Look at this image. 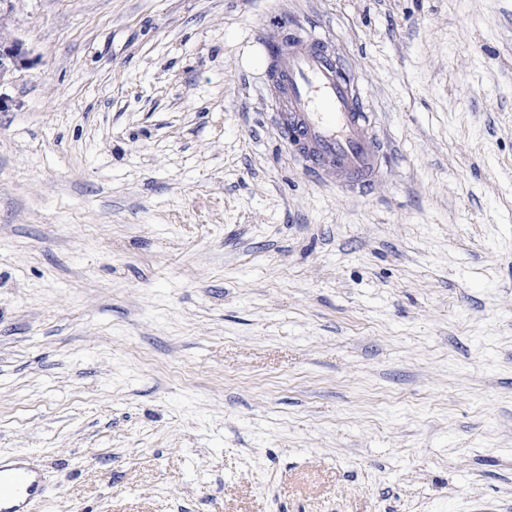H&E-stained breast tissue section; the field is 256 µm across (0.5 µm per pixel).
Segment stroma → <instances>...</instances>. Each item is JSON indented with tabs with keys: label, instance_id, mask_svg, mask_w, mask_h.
Masks as SVG:
<instances>
[{
	"label": "stroma",
	"instance_id": "1",
	"mask_svg": "<svg viewBox=\"0 0 512 512\" xmlns=\"http://www.w3.org/2000/svg\"><path fill=\"white\" fill-rule=\"evenodd\" d=\"M0 456L28 512H512V0H0ZM312 27L371 186L280 135ZM29 67L30 60L23 44L13 36L7 18L0 12V85L16 71ZM45 480L24 456L0 458V511L26 512L45 493Z\"/></svg>",
	"mask_w": 512,
	"mask_h": 512
}]
</instances>
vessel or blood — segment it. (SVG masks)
I'll list each match as a JSON object with an SVG mask.
<instances>
[{
	"label": "vessel or blood",
	"instance_id": "b4317fda",
	"mask_svg": "<svg viewBox=\"0 0 512 512\" xmlns=\"http://www.w3.org/2000/svg\"><path fill=\"white\" fill-rule=\"evenodd\" d=\"M261 46L285 140L315 171L363 186L377 175V146L352 78L321 40L274 18ZM45 480L23 456L0 458V512H27Z\"/></svg>",
	"mask_w": 512,
	"mask_h": 512
}]
</instances>
